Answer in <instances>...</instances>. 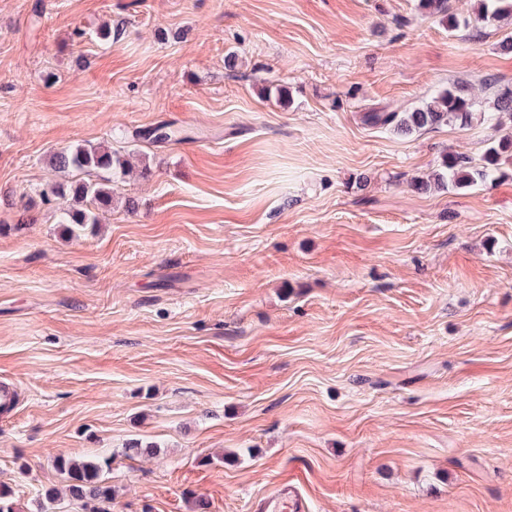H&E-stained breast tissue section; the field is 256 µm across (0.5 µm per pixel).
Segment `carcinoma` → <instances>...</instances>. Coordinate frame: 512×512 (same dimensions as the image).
Wrapping results in <instances>:
<instances>
[{
  "label": "carcinoma",
  "mask_w": 512,
  "mask_h": 512,
  "mask_svg": "<svg viewBox=\"0 0 512 512\" xmlns=\"http://www.w3.org/2000/svg\"><path fill=\"white\" fill-rule=\"evenodd\" d=\"M419 10L429 17H436L449 29L476 27L481 23L512 18V0H478L474 15L460 18L450 12L448 0H418ZM493 90L495 111L512 115V87L501 86L499 80L486 83ZM475 99L462 82H454L420 106L404 112L380 109L363 115L364 123L375 127L392 128L410 134L460 122L468 124L473 119ZM173 131L165 124L138 134L153 143L172 140ZM512 158V132L490 143L479 167H469L458 157L442 161V171L433 180L420 181L419 187L432 184L447 188H466L479 181H486L500 171L502 156ZM50 163L59 171L70 173H97L95 179H80L55 183L40 193L42 201L49 204L56 197L71 196V205L59 214V223L72 224L79 229L99 223L100 212L112 206V176L126 171V161L109 148L70 146L53 152ZM112 459L93 458L77 461L68 457L55 459L57 471L63 475L68 495L83 502L84 512H105L103 505L112 501V486L106 482L104 471L111 469ZM0 512H19L13 490L0 485Z\"/></svg>",
  "instance_id": "carcinoma-1"
}]
</instances>
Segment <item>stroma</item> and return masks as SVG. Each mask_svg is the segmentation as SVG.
<instances>
[{"label":"stroma","instance_id":"1","mask_svg":"<svg viewBox=\"0 0 512 512\" xmlns=\"http://www.w3.org/2000/svg\"><path fill=\"white\" fill-rule=\"evenodd\" d=\"M510 39L418 0H0V485L23 512L59 455L111 457L109 512H256L286 479L306 512H512V160L418 190L494 122L362 120L457 80L492 111ZM162 123L181 141L138 138ZM76 145L129 156L74 235L40 192Z\"/></svg>","mask_w":512,"mask_h":512}]
</instances>
